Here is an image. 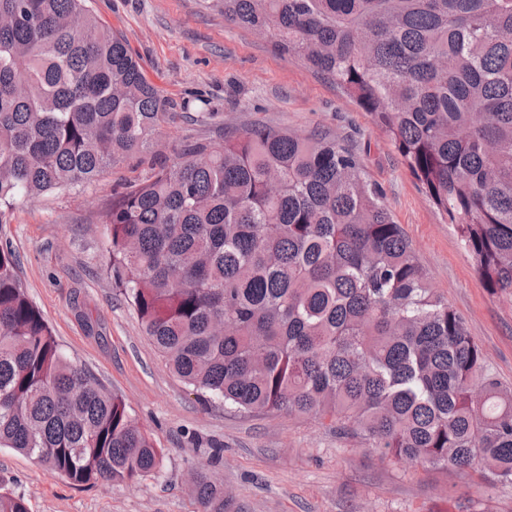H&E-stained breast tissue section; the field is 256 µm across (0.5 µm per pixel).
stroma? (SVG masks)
I'll return each mask as SVG.
<instances>
[{
  "label": "stroma",
  "instance_id": "35a3bbf8",
  "mask_svg": "<svg viewBox=\"0 0 512 512\" xmlns=\"http://www.w3.org/2000/svg\"><path fill=\"white\" fill-rule=\"evenodd\" d=\"M90 5L125 37L176 114L157 140L164 156L258 123L327 132L357 152L432 286L464 318L492 373L512 387V297L484 287L454 225L420 191L383 131L333 82L279 54L270 36L225 24L203 0ZM141 169L139 157H128L92 186L20 204L0 224V241L18 255L28 297L63 354L120 395L164 450L158 477L82 487L0 448V484L24 496L29 512H199L190 474L215 442L224 446L218 475L231 512H512V486L381 460L309 416L207 403L174 375L108 268L101 202Z\"/></svg>",
  "mask_w": 512,
  "mask_h": 512
}]
</instances>
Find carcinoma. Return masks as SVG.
<instances>
[{"mask_svg":"<svg viewBox=\"0 0 512 512\" xmlns=\"http://www.w3.org/2000/svg\"><path fill=\"white\" fill-rule=\"evenodd\" d=\"M330 79L395 145L493 294L512 295V0H214ZM87 0H0V224L87 187L174 120ZM103 202L114 282L177 377L241 413L309 415L381 459L512 486V387L432 287L359 157L254 127L142 160ZM0 244V448L77 486L162 450L67 359ZM201 512H228L197 474ZM0 512H28L0 487Z\"/></svg>","mask_w":512,"mask_h":512,"instance_id":"cac0c4a2","label":"carcinoma"}]
</instances>
